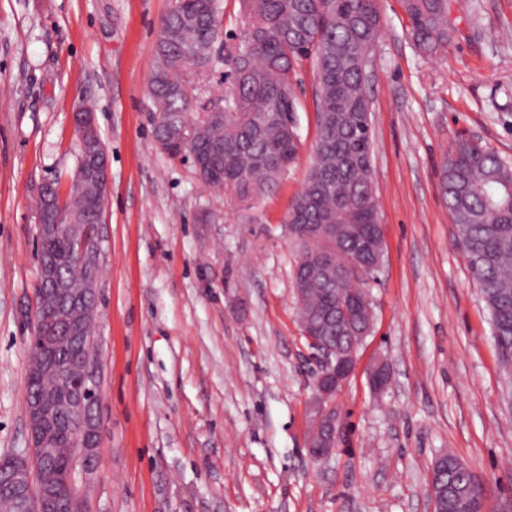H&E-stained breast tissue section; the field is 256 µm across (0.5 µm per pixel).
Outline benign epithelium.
<instances>
[{"instance_id": "obj_1", "label": "benign epithelium", "mask_w": 512, "mask_h": 512, "mask_svg": "<svg viewBox=\"0 0 512 512\" xmlns=\"http://www.w3.org/2000/svg\"><path fill=\"white\" fill-rule=\"evenodd\" d=\"M80 147L92 150L88 168L96 178V186L108 190L109 171L105 149L90 107L77 106L72 113ZM71 253L78 264L93 270L97 265L99 236L97 226H77L71 236ZM332 275V267L323 262L310 265L307 277L294 283L296 298L305 288ZM39 293L52 305L35 337L40 377L35 389L26 394V418L30 448L12 454L7 480L12 487L8 506L11 512H84L79 494L67 498L61 493L60 473H74L75 466L60 469L56 458L59 436L63 431L62 413L78 418L76 433L81 442L78 464L87 474L96 469L99 458V423L94 414L98 398L95 390L94 358L80 336L84 311L97 301L95 282L75 293L67 288L58 267L47 262L43 266ZM311 358L318 375L309 402L307 448L312 458L330 457L339 442L341 427L335 397L340 393L356 365V354L345 350L337 356L312 350Z\"/></svg>"}]
</instances>
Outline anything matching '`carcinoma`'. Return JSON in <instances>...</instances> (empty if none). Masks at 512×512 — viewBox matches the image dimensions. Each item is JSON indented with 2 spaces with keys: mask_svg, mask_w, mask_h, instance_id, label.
<instances>
[{
  "mask_svg": "<svg viewBox=\"0 0 512 512\" xmlns=\"http://www.w3.org/2000/svg\"><path fill=\"white\" fill-rule=\"evenodd\" d=\"M410 34L424 54L448 47L454 26L449 0H402ZM220 0H174L159 27L149 94L162 114L154 136L163 151L194 150L209 169L203 183L228 190L248 208L273 191L295 161L299 139L292 84L294 65L315 64L318 84L316 139L305 187L292 201L286 223L334 224L336 232L297 238L305 262L327 253L341 267L340 287L310 289L298 304L299 322L327 343L358 348L373 324L362 271L382 264L383 229L372 185L370 99L361 57L371 56L381 31L378 0H248L235 50L232 81L217 98L203 101L197 84L214 63L210 47L221 39ZM195 128L192 146L181 140L185 122ZM512 163L481 141L461 137L440 171L442 201L488 308L492 335L503 360L512 361ZM72 224H92L103 210L97 187L66 198ZM43 259L62 266L69 287L85 286L92 273L70 259L66 232L39 231ZM343 304L351 317L324 327L319 314ZM445 492L436 512H473L469 467L455 455L432 466Z\"/></svg>",
  "mask_w": 512,
  "mask_h": 512,
  "instance_id": "cac0c4a2",
  "label": "carcinoma"
}]
</instances>
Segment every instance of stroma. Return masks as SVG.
I'll list each match as a JSON object with an SVG mask.
<instances>
[{
    "label": "stroma",
    "mask_w": 512,
    "mask_h": 512,
    "mask_svg": "<svg viewBox=\"0 0 512 512\" xmlns=\"http://www.w3.org/2000/svg\"><path fill=\"white\" fill-rule=\"evenodd\" d=\"M467 3L451 10L447 51L427 56L401 0H379L369 95L385 263L370 286L374 331L335 400L338 447L315 463L285 224L312 160L314 64L293 77L298 157L245 211L153 138L149 77L173 0H0V454L29 446L35 193L67 189L71 113L87 104L110 189L94 329L100 454L93 475L74 473L86 512H431V464L448 452L488 490H512V369L439 192L457 136L512 162V0ZM380 359L391 380L376 393Z\"/></svg>",
    "instance_id": "stroma-1"
}]
</instances>
